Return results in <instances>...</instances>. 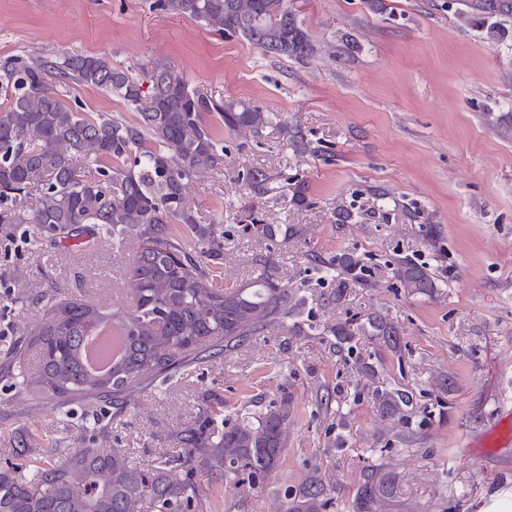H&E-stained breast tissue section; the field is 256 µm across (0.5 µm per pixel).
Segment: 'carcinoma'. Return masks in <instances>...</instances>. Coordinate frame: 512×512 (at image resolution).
<instances>
[{"label":"carcinoma","mask_w":512,"mask_h":512,"mask_svg":"<svg viewBox=\"0 0 512 512\" xmlns=\"http://www.w3.org/2000/svg\"><path fill=\"white\" fill-rule=\"evenodd\" d=\"M159 7L185 15L222 33L239 35L267 56L307 58L316 47L288 0H158ZM144 78L116 68L102 56L0 59V224H32L50 244L96 237L121 245L140 239L127 274L133 309L82 299L50 297L40 321L4 351L0 374L21 388L37 387L54 400L52 412L75 403L123 409L127 397L146 382L183 364L205 343L213 354L231 351L270 328H284L302 299L263 272L240 287L215 283L208 268L224 257V243L199 225L186 187L224 163V142L215 138L210 118L231 132L263 133L272 117L262 107L235 99L217 100L202 84L190 83L160 61L143 68ZM148 89H143L144 82ZM73 85L89 86L137 112L127 121L80 112L65 100ZM268 176L254 169L251 191L267 194ZM185 224L195 243L177 236ZM322 278L336 282L341 299L346 280L365 279L366 269L339 256L314 259ZM394 277L422 292L434 287L429 274L411 259H394ZM125 336L122 358L104 376L84 368L81 345L106 320ZM376 336L397 348L400 332L384 316H353L338 336ZM36 347V374L24 368L27 349ZM375 406L403 420L413 398L393 388L374 392ZM224 404L206 406L202 423L177 434L179 448L142 466L118 448L38 449L0 468V512H188L199 499L192 481L197 467L231 490L239 476L256 482L280 463L291 415L288 397L235 421ZM388 480L377 469L364 474L353 512H379ZM330 490L317 471L285 494L284 512H321Z\"/></svg>","instance_id":"1"}]
</instances>
